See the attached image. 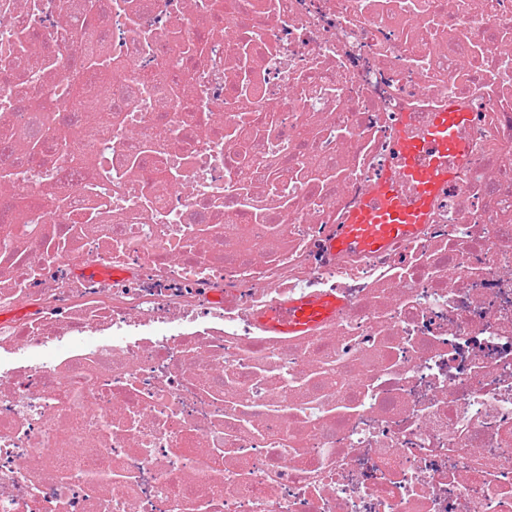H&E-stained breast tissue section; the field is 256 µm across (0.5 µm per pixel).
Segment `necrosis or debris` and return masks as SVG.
<instances>
[{
  "instance_id": "necrosis-or-debris-1",
  "label": "necrosis or debris",
  "mask_w": 512,
  "mask_h": 512,
  "mask_svg": "<svg viewBox=\"0 0 512 512\" xmlns=\"http://www.w3.org/2000/svg\"><path fill=\"white\" fill-rule=\"evenodd\" d=\"M0 512H512V0H0ZM468 121V112L450 103L433 112L418 137L400 136L395 149L403 167L379 179L351 224H345L339 245L375 251L415 233L424 223L435 192L457 178L467 155L460 130ZM403 181L414 185L412 198L402 194ZM343 300L331 296L311 295L269 310L264 323L281 333L295 334L314 327L335 314Z\"/></svg>"
}]
</instances>
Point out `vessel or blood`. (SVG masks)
<instances>
[{"label": "vessel or blood", "mask_w": 512, "mask_h": 512, "mask_svg": "<svg viewBox=\"0 0 512 512\" xmlns=\"http://www.w3.org/2000/svg\"><path fill=\"white\" fill-rule=\"evenodd\" d=\"M468 121V113L451 104L433 112L418 137H399L395 149L401 170L379 179L364 206L345 225L341 246L375 251L415 233L435 192L456 179L466 158L460 131ZM342 305L339 298L311 295L269 310L263 321L279 332L295 334L314 327Z\"/></svg>", "instance_id": "b4317fda"}]
</instances>
